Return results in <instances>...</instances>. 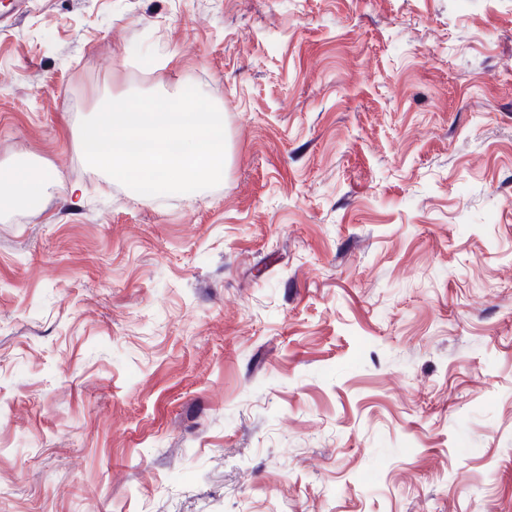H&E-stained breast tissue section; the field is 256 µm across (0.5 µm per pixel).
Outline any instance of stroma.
<instances>
[{"label":"stroma","mask_w":512,"mask_h":512,"mask_svg":"<svg viewBox=\"0 0 512 512\" xmlns=\"http://www.w3.org/2000/svg\"><path fill=\"white\" fill-rule=\"evenodd\" d=\"M184 81L224 177L139 201L80 123ZM20 163L0 512H512V0H30ZM19 176L0 175V210L14 207L22 200H37L42 197L45 183L42 178L30 175L19 168Z\"/></svg>","instance_id":"obj_1"}]
</instances>
